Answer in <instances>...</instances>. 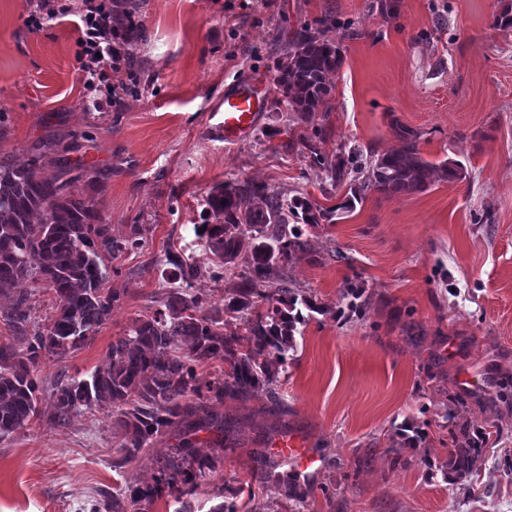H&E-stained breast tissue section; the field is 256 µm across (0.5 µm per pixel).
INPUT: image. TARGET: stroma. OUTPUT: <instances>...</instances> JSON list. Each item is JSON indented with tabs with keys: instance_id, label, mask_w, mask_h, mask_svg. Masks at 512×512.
Wrapping results in <instances>:
<instances>
[{
	"instance_id": "obj_1",
	"label": "stroma",
	"mask_w": 512,
	"mask_h": 512,
	"mask_svg": "<svg viewBox=\"0 0 512 512\" xmlns=\"http://www.w3.org/2000/svg\"><path fill=\"white\" fill-rule=\"evenodd\" d=\"M512 0H138L123 105L95 108L83 84L74 23L31 31L30 0H0V157L58 160L101 172L80 182L114 238L141 225L145 245L108 263L121 299L111 317L64 360H40L39 419L0 438V512H91L105 495L151 487L156 440L115 467L123 430L110 409L52 417L58 381L105 368L112 341L161 307L165 252L204 260L195 228L206 199L231 178L261 182L336 209L308 227V255L289 263L294 287L326 314L296 332L284 374L285 408L265 392L213 403L228 423L212 483L193 512L218 504L216 486L240 502L290 512L282 473L296 475L305 512H512V28L495 20ZM327 27L343 54L330 80L327 117L293 122L277 85L278 44L301 26ZM262 77L271 104L251 136L227 144L226 94ZM399 120L421 135L423 157L464 165L465 180L426 191L366 190L343 210L351 185L396 148ZM344 161L332 180L325 162ZM366 290L350 315L348 283ZM224 282L202 272L193 289L204 314L223 312ZM468 423L491 437L473 475L458 482L429 464L448 458L449 431ZM418 448L394 460L406 428ZM312 461L297 468L288 445Z\"/></svg>"
}]
</instances>
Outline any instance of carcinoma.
I'll return each mask as SVG.
<instances>
[{
	"label": "carcinoma",
	"mask_w": 512,
	"mask_h": 512,
	"mask_svg": "<svg viewBox=\"0 0 512 512\" xmlns=\"http://www.w3.org/2000/svg\"><path fill=\"white\" fill-rule=\"evenodd\" d=\"M284 58L278 69L288 107L307 122L328 112L334 90L329 76L343 63L341 48L324 31L304 25L279 45ZM400 147L370 165L364 187L382 194L422 192L437 180L467 177L457 162L432 163L421 156V134L392 121ZM31 166H16L0 158V293L23 282L42 283L52 293L51 322L31 325L33 307L21 291L5 318L12 338L0 342V437L29 425L39 415L37 366L42 353L57 360L74 353L112 315L120 300L116 290L104 287L107 273L101 263L143 246L142 228L131 227L123 240L112 237L102 223L94 199L77 192V177L61 171L50 180H38ZM334 211L314 206L307 197L290 199L267 186L231 179L207 199V219L196 228L212 262V276L229 279L224 311L241 318V332L224 335L221 319L201 314L205 299L192 293L195 263L178 251L165 254L173 266L164 278L163 309L139 320L109 348L108 365L90 378L55 386L54 417L64 421L81 407H110L124 431L119 448L120 467L173 427L178 443L159 461L156 484L130 495L112 494L111 512H127L150 503L162 492L174 497V512H192L190 498L212 481L216 458L200 455L197 435L214 431L224 435V418L212 403L246 399L260 390L277 407L285 405L281 372L296 352L297 325L306 322L298 305L324 314L316 298L288 284V262L306 252L303 226L333 223ZM277 289V298L262 310L260 286ZM344 298L354 313H362L365 290L351 285ZM224 363L218 378L207 380L197 372L200 363ZM490 438L483 428L467 424L451 433L448 466L457 479L468 477Z\"/></svg>",
	"instance_id": "cac0c4a2"
}]
</instances>
